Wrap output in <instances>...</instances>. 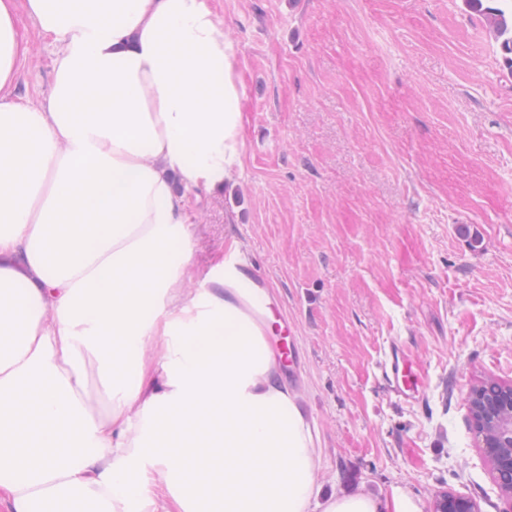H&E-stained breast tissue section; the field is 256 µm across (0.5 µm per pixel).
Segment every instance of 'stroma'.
Returning <instances> with one entry per match:
<instances>
[{
  "label": "stroma",
  "mask_w": 512,
  "mask_h": 512,
  "mask_svg": "<svg viewBox=\"0 0 512 512\" xmlns=\"http://www.w3.org/2000/svg\"><path fill=\"white\" fill-rule=\"evenodd\" d=\"M239 63L244 169L192 191V262L242 242L273 290L292 381L322 448V494L446 491L512 512L466 398L512 382V70L464 0H212ZM18 90L46 92L51 53L21 19ZM481 237L471 248L457 228ZM421 370L400 401L392 343Z\"/></svg>",
  "instance_id": "35a3bbf8"
}]
</instances>
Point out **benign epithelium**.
<instances>
[{
	"label": "benign epithelium",
	"mask_w": 512,
	"mask_h": 512,
	"mask_svg": "<svg viewBox=\"0 0 512 512\" xmlns=\"http://www.w3.org/2000/svg\"><path fill=\"white\" fill-rule=\"evenodd\" d=\"M474 431L481 436V455L497 475L512 474V384L493 400L473 386L467 393Z\"/></svg>",
	"instance_id": "7a95c632"
}]
</instances>
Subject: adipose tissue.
<instances>
[{"label": "adipose tissue", "instance_id": "1", "mask_svg": "<svg viewBox=\"0 0 512 512\" xmlns=\"http://www.w3.org/2000/svg\"><path fill=\"white\" fill-rule=\"evenodd\" d=\"M52 78L17 93L20 16ZM210 0H0V489L9 512H422L319 497V436L236 267L189 289L191 202L243 171ZM98 377L105 400L89 391Z\"/></svg>", "mask_w": 512, "mask_h": 512}]
</instances>
